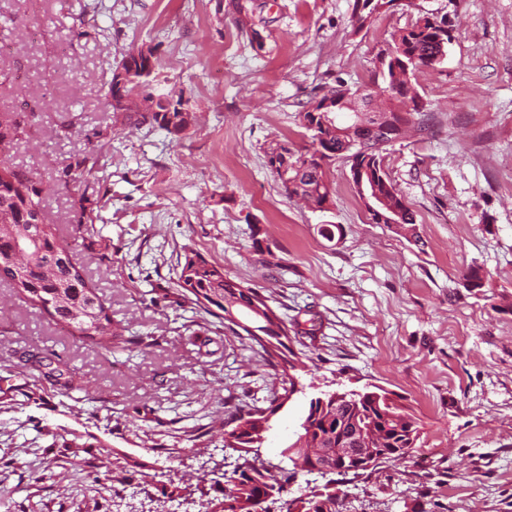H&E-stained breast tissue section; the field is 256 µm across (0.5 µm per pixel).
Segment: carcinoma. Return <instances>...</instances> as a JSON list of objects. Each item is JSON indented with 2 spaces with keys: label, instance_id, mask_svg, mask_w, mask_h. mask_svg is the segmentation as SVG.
Masks as SVG:
<instances>
[{
  "label": "carcinoma",
  "instance_id": "cac0c4a2",
  "mask_svg": "<svg viewBox=\"0 0 512 512\" xmlns=\"http://www.w3.org/2000/svg\"><path fill=\"white\" fill-rule=\"evenodd\" d=\"M403 0H354L352 18L360 30L371 20L401 5ZM451 36L433 27L420 17L411 28L399 30L392 37L389 47L396 53L395 63L386 65L375 73L374 83L387 93L382 107L390 115V125L383 130L367 128L363 136L373 144L384 146L400 137L411 122L412 113L405 110L406 101H415L417 92L413 84L415 73L422 68L438 65L435 56L441 50L442 40ZM153 70L138 76L129 86V92L141 96L148 105L133 109L117 100L110 105L112 114L129 125H151L178 137L192 120L189 102L178 97L175 108H169V97L155 94ZM276 147L290 164L298 165L300 177L294 186L282 184L288 197H299L316 207L330 201V187L324 166L339 157L351 159L336 135L322 145L323 153L315 146L299 151L283 142ZM0 167L17 179L19 189L13 191L0 179V282L25 296L32 305L44 310L56 325L93 348L112 352L127 342L122 333L112 328L109 308L97 295L84 267L77 262L73 245L57 238L43 223L40 190L32 178L22 181L20 172L7 160L0 158ZM370 175L377 180L379 191L390 197L402 208L405 224L414 223L413 213L398 194L385 171L381 153L376 151L368 161ZM179 287L194 297L197 305H214L223 312L222 319L235 334L246 333L269 357H278L282 375L288 378L286 392L295 390L293 352L285 340L288 326L267 304L258 290L235 282L224 275V266L211 263L200 253L188 248L180 263ZM52 359L38 360L46 369L44 376L57 385L67 388L69 381L64 373L52 367ZM279 405L264 409L252 406L241 411L224 430L223 467L213 468L210 481L224 482L223 499L214 501L207 493L200 492L202 500L197 512H271L262 507L266 501L278 504L277 512H294L291 501L283 497L285 484L304 470L308 451L312 448H334L336 441L349 442L348 427H336V417L351 420L363 415L362 422L373 424L366 433L368 448H381L392 456L406 446L413 448L419 439V422L415 414L389 396L379 393L378 400H368L359 407L336 406V400L327 394L324 402H312L308 415L301 424L302 433L294 443L282 451V457L292 464L288 469L262 458L264 433L269 429L268 414L275 413Z\"/></svg>",
  "mask_w": 512,
  "mask_h": 512
}]
</instances>
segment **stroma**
Instances as JSON below:
<instances>
[{"label": "stroma", "instance_id": "1", "mask_svg": "<svg viewBox=\"0 0 512 512\" xmlns=\"http://www.w3.org/2000/svg\"><path fill=\"white\" fill-rule=\"evenodd\" d=\"M242 2L0 0V116L25 127L8 159L75 241L113 327L138 339L97 352L0 285V512H118L143 488L175 512L173 485L222 498L201 463L222 422L268 407L280 383L258 346L183 297L188 247L286 324H320L291 339L295 392L264 457L279 460L311 399L337 390L384 388L419 419L411 457L366 479L297 475L289 498L330 484L340 512H512V0H412L360 31L354 0H252L251 31L236 25ZM425 14L452 41L416 74L422 125L381 152L415 223H373L342 158L326 169L329 210L288 197L270 147H308L300 112L337 82L371 85L380 49ZM142 43L157 50V92L190 100L180 140L112 117L111 71ZM92 151L98 169L60 180ZM79 211L93 232L79 234ZM471 267L482 287H464ZM49 354L70 388L35 367ZM123 455L139 465L119 484Z\"/></svg>", "mask_w": 512, "mask_h": 512}]
</instances>
